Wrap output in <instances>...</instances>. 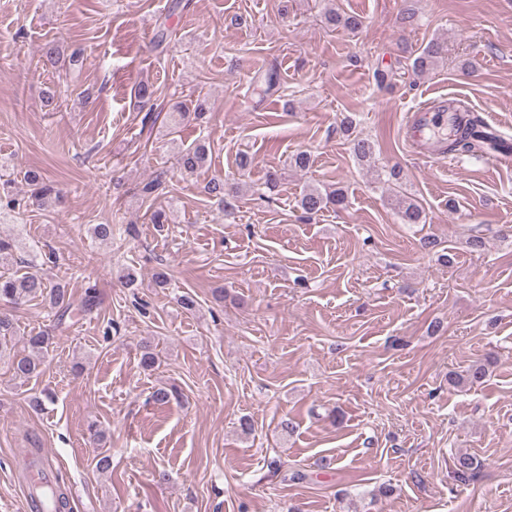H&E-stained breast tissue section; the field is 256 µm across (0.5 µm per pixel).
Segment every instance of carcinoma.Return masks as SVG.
Returning <instances> with one entry per match:
<instances>
[{"instance_id": "carcinoma-1", "label": "carcinoma", "mask_w": 512, "mask_h": 512, "mask_svg": "<svg viewBox=\"0 0 512 512\" xmlns=\"http://www.w3.org/2000/svg\"><path fill=\"white\" fill-rule=\"evenodd\" d=\"M328 21L334 25H342L352 31L361 26V20L354 16H345L334 8L326 11ZM209 112V100L199 95L192 102V108L188 109L180 103L172 106L168 112V120L172 127H177L187 114L191 113L197 120L205 118ZM455 139L450 141L447 152L477 156L485 150L495 148L493 140L483 130L477 118L473 117L465 125L454 127ZM209 147L203 141L181 148L175 158L176 171L182 174H194L203 169L208 162ZM167 173L162 172L151 180L138 187L139 195L144 198L157 197L163 193L166 184ZM25 180L33 187L31 197L40 203L52 193V188L43 184V178L39 171L31 170L25 173ZM206 194L218 200L224 205V213H232L235 209L237 198L235 188L227 185L224 176L211 178L205 186ZM345 195L340 190L327 192L319 187L312 186L303 191L299 199V207L309 215L317 214L331 205H342ZM391 205L397 211L398 218L403 224L425 223V213L418 202L409 197L394 195ZM43 299L55 310L57 326L65 323L67 316L72 313V302L68 289L60 286L48 285L43 274L38 271H26L21 274L0 272V302L20 304L27 301ZM54 336L47 331H41L28 339L31 353L15 355L10 358V372L12 377L27 382L39 375V367L42 358L48 354L53 344ZM487 377V370L482 364H473L466 374H453L449 381L455 386H474L482 383ZM481 467L477 458L469 453H460L455 456L454 468L457 478L466 481L472 477ZM66 507V501L60 491L51 488L42 493V497L33 499L35 512H62Z\"/></svg>"}]
</instances>
